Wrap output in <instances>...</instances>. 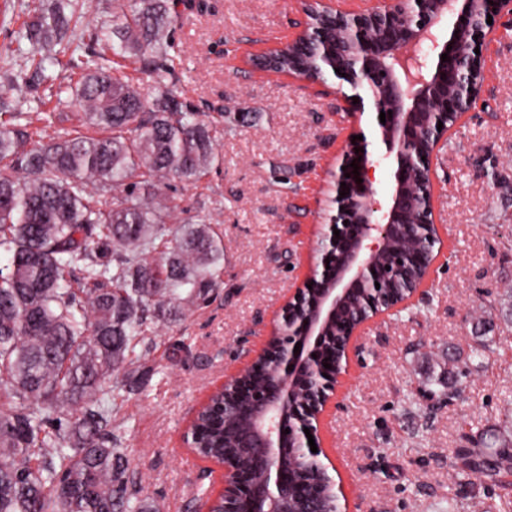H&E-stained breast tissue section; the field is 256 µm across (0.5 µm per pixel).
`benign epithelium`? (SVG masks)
Returning <instances> with one entry per match:
<instances>
[{"mask_svg":"<svg viewBox=\"0 0 512 512\" xmlns=\"http://www.w3.org/2000/svg\"><path fill=\"white\" fill-rule=\"evenodd\" d=\"M316 2L320 13L298 31L290 46L316 52L325 42L321 22L331 20L336 25V46L321 52L320 64L352 87L379 88L380 94L371 97L372 109L392 112L386 123L378 124L385 147L381 159L389 163L391 183L387 190L374 186L364 140L349 144L336 157L334 195L328 199L326 223L318 233L315 268L282 305L280 330L255 354L247 355L244 366L230 373L222 385L226 392L248 397L250 427L240 437L241 447L250 449L253 464L264 468L262 479L253 482L237 457L224 455L218 462L224 469V512H288L292 483L282 466L272 465L280 456L285 434L292 435L310 459L321 461L319 428L330 400L327 391L335 390L342 377L340 360L368 334L372 317L403 307L418 287L372 304L367 313L354 316L351 305L367 296L382 275L376 258L394 254L396 241L418 239L424 244L422 254L432 256L437 241L431 232L436 224L433 160L447 146L452 129L448 119L458 123L482 91V56L475 49L482 48L493 23L512 26V0L491 4L487 0H368L369 5L357 10L342 8L343 0ZM422 139L429 140L430 148L426 159L415 165L410 152ZM354 160L357 176L350 167ZM358 177L363 182H356ZM343 182L350 191L342 198ZM335 228L340 230L338 237L333 234ZM397 259L399 263L388 270L391 275L412 257L400 252ZM341 315L346 316L344 339L336 344V359L327 369L320 345ZM259 361L271 366L278 377L262 389H253L246 376ZM301 378L307 380L308 399L301 402L302 412L292 416L288 403ZM306 427L315 440V453Z\"/></svg>","mask_w":512,"mask_h":512,"instance_id":"7a95c632","label":"benign epithelium"}]
</instances>
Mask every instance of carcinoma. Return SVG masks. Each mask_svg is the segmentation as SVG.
<instances>
[{
	"mask_svg": "<svg viewBox=\"0 0 512 512\" xmlns=\"http://www.w3.org/2000/svg\"><path fill=\"white\" fill-rule=\"evenodd\" d=\"M41 2L22 30L29 49L20 57L44 82L70 24L82 21L83 0ZM116 2L95 35L96 59L76 79H52L56 105L108 135L59 129L30 147L20 124L29 113L0 120V249L12 254L0 274V512H154L112 447L109 400L137 364L131 337L171 316L178 291L204 294L224 259L207 219L176 236L164 257H150L178 209L156 183L198 180L221 156L211 122L179 99L175 70L163 64L177 0ZM137 63L147 67L146 88L125 72ZM29 88L11 76L0 81V98L26 103ZM417 273L412 265L394 279L383 275L371 293L379 300L398 292ZM211 402L221 409L226 401L215 394ZM226 403L227 413L198 417L191 444L246 463L248 449L235 447L236 404ZM55 422L56 433L46 432ZM486 439L466 437L478 447L458 449L464 472L511 473L512 443L495 448ZM283 465L296 490L289 508L301 512L316 488L291 438Z\"/></svg>",
	"mask_w": 512,
	"mask_h": 512,
	"instance_id": "cac0c4a2",
	"label": "carcinoma"
}]
</instances>
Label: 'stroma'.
Wrapping results in <instances>:
<instances>
[{
  "label": "stroma",
  "mask_w": 512,
  "mask_h": 512,
  "mask_svg": "<svg viewBox=\"0 0 512 512\" xmlns=\"http://www.w3.org/2000/svg\"><path fill=\"white\" fill-rule=\"evenodd\" d=\"M39 0H0V53L16 44ZM301 0H184L168 63L179 94L215 119L224 157L201 181H171L167 195L188 229L212 214L224 259L204 299L174 300L178 318L137 337L146 384L112 401L113 447L122 449L138 496L158 512H205L216 474L183 440L203 399L269 336L289 288L304 278L324 222L336 157L354 136L379 157L374 112L352 113L347 83L313 84L246 65L244 57L288 42L304 18ZM112 13L90 0L66 39L89 60L88 34ZM485 84L465 124L433 162L443 239L423 296L362 339L351 380L336 398L323 445L346 512H491L512 495L499 480L462 472L464 433L512 439V28L494 26L483 46ZM485 358L471 357L479 338ZM472 373L459 378L456 362ZM457 387L461 395L447 400Z\"/></svg>",
  "instance_id": "35a3bbf8"
}]
</instances>
